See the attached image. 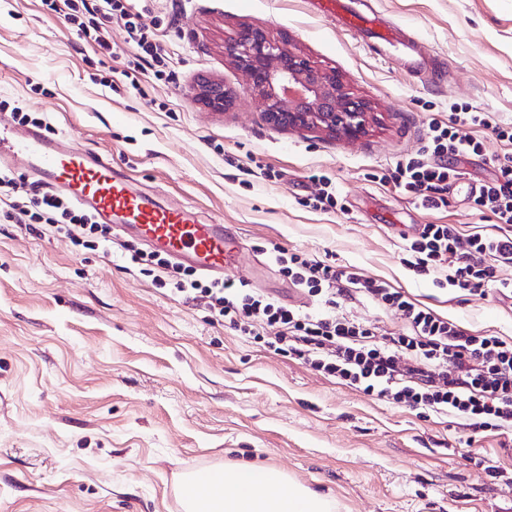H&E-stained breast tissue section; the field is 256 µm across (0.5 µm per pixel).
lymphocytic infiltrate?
<instances>
[{
    "label": "lymphocytic infiltrate",
    "instance_id": "obj_1",
    "mask_svg": "<svg viewBox=\"0 0 512 512\" xmlns=\"http://www.w3.org/2000/svg\"><path fill=\"white\" fill-rule=\"evenodd\" d=\"M48 10L74 28L101 58H117L116 47L103 36L112 17L123 20L137 52L128 68L161 61L162 48L142 22L141 0H43ZM491 131L512 143V127L496 123L490 113L453 108L447 120L430 123L420 153L397 161L391 175L395 188L427 209L448 205V187L461 173L450 158L480 153L474 129ZM501 176L480 186L476 205L492 222L464 234L452 224L424 225L405 247L408 268L420 274L441 273L450 286L477 292L508 289L504 268L512 267V163L500 164ZM0 195L12 208L48 226L73 243L91 236L108 242L112 229L93 216L68 206L53 189L0 169ZM282 272L310 296L330 307L314 316L282 305L232 279L202 283L179 278L176 292L186 301L204 302L213 317L252 336L276 352L302 359L316 371L339 378L365 394L413 410H427L468 421L473 430L512 429V339L477 335L414 302L401 289L381 279L359 275L353 267L311 260L279 250ZM365 295L384 310L399 313L405 332L384 333L369 322L333 315L338 301ZM271 336H263L266 328Z\"/></svg>",
    "mask_w": 512,
    "mask_h": 512
}]
</instances>
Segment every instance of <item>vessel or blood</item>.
Here are the masks:
<instances>
[{
    "mask_svg": "<svg viewBox=\"0 0 512 512\" xmlns=\"http://www.w3.org/2000/svg\"><path fill=\"white\" fill-rule=\"evenodd\" d=\"M315 10L378 42L392 45L397 41L394 29L381 27L376 15L351 10L346 0H315ZM18 156L26 158L40 181L63 185L70 198L99 223L134 230L160 253L189 259L205 273L221 274L238 263L236 242L223 225L201 222L183 206H163L134 192L110 156L79 150L35 129L21 131L0 122V165Z\"/></svg>",
    "mask_w": 512,
    "mask_h": 512,
    "instance_id": "vessel-or-blood-1",
    "label": "vessel or blood"
}]
</instances>
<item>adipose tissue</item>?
I'll use <instances>...</instances> for the list:
<instances>
[{"label":"adipose tissue","instance_id":"obj_1","mask_svg":"<svg viewBox=\"0 0 512 512\" xmlns=\"http://www.w3.org/2000/svg\"><path fill=\"white\" fill-rule=\"evenodd\" d=\"M198 502L191 512H328L325 498L290 482L270 468L225 467L221 481L199 484Z\"/></svg>","mask_w":512,"mask_h":512}]
</instances>
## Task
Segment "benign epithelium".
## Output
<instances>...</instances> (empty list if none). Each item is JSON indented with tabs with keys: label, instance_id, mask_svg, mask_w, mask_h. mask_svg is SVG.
Masks as SVG:
<instances>
[{
	"label": "benign epithelium",
	"instance_id": "7a95c632",
	"mask_svg": "<svg viewBox=\"0 0 512 512\" xmlns=\"http://www.w3.org/2000/svg\"><path fill=\"white\" fill-rule=\"evenodd\" d=\"M224 56L242 71L265 120L278 127L358 140L373 120L371 107L354 96L334 71L288 47L285 39L251 25L224 39ZM198 100L212 112L229 109L238 92L202 78Z\"/></svg>",
	"mask_w": 512,
	"mask_h": 512
}]
</instances>
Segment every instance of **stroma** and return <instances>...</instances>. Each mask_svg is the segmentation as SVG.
Returning <instances> with one entry per match:
<instances>
[{
  "mask_svg": "<svg viewBox=\"0 0 512 512\" xmlns=\"http://www.w3.org/2000/svg\"><path fill=\"white\" fill-rule=\"evenodd\" d=\"M355 2L414 37L427 74L323 19L312 0H150L147 21L174 59L133 95L122 20L105 25L118 56L103 67L41 0H0V119L16 106L47 118L75 146L111 154L134 191L219 220L239 242L234 278L281 303L322 309L281 272L279 248L353 267L473 332L512 339V294L453 288L404 263L422 225L489 223L472 192L512 143L477 130L483 150L461 159L441 210L390 180L451 106L512 125V0ZM242 24L341 74L377 116L366 136L268 124L224 56ZM203 76L238 90L231 108L197 101ZM320 173L338 210L310 205ZM6 209L0 201V512H183L186 476L237 463L279 470L331 512H512V433L377 400L269 351L157 287L130 260L133 237L85 248ZM340 312L405 328L365 296Z\"/></svg>",
  "mask_w": 512,
  "mask_h": 512,
  "instance_id": "35a3bbf8",
  "label": "stroma"
}]
</instances>
